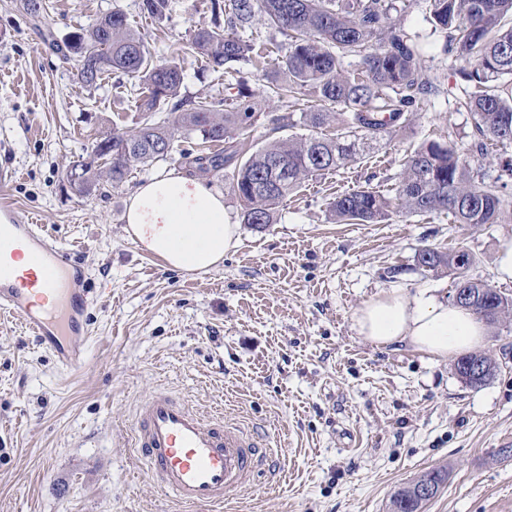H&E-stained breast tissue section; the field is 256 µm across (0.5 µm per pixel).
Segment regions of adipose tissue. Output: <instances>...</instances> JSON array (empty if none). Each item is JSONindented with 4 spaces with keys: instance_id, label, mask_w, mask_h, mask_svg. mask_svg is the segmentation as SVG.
<instances>
[{
    "instance_id": "ef3b65f1",
    "label": "adipose tissue",
    "mask_w": 512,
    "mask_h": 512,
    "mask_svg": "<svg viewBox=\"0 0 512 512\" xmlns=\"http://www.w3.org/2000/svg\"><path fill=\"white\" fill-rule=\"evenodd\" d=\"M124 219L143 250L187 272L217 268L239 239L223 195L174 170L137 186ZM354 320L358 333L373 344L405 343L440 359L478 347L485 336L484 322L471 311L432 296L410 300L397 288L365 303Z\"/></svg>"
}]
</instances>
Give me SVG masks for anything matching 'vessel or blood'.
<instances>
[{
	"label": "vessel or blood",
	"mask_w": 512,
	"mask_h": 512,
	"mask_svg": "<svg viewBox=\"0 0 512 512\" xmlns=\"http://www.w3.org/2000/svg\"><path fill=\"white\" fill-rule=\"evenodd\" d=\"M69 251L31 218L0 206V312L18 317L65 373L84 366L76 337L87 335L88 301ZM136 463L183 504L220 505L241 487L257 448L241 427L202 418L169 396L144 400L134 434Z\"/></svg>",
	"instance_id": "vessel-or-blood-1"
}]
</instances>
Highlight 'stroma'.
I'll return each instance as SVG.
<instances>
[{
  "instance_id": "stroma-1",
  "label": "stroma",
  "mask_w": 512,
  "mask_h": 512,
  "mask_svg": "<svg viewBox=\"0 0 512 512\" xmlns=\"http://www.w3.org/2000/svg\"><path fill=\"white\" fill-rule=\"evenodd\" d=\"M443 94L415 124L364 159L310 180L257 229L241 221L234 166L206 176L239 224L237 247L216 269L165 267L126 233L130 193L178 160L134 167L120 185L100 178L91 195L68 185L74 161L110 132L133 127L138 84L107 75L87 89L29 24L20 0H0V164L15 171L9 200L70 249L90 293L83 373L65 375L15 318L0 316V512H390L402 487L432 469L448 479L424 512H512V313L489 326L480 351L497 371L466 384L455 359L406 344L376 347L355 313L390 288L407 298L450 299L454 281L418 266L425 246L465 249L470 277L512 297L498 259L512 219L470 227L447 214L392 215L337 224L338 193L370 187L390 195L407 150L436 140L470 152L477 133L457 110L459 78L442 50L425 0H404ZM56 36L121 8L154 56L175 58L181 92L223 88L222 74L193 54L198 28L223 22L211 0H172L168 19L145 17L140 0H46ZM254 145L304 134L277 127L285 106L252 81ZM163 393L208 418L251 429L263 465L219 510L176 504L136 469L133 426L142 401Z\"/></svg>"
}]
</instances>
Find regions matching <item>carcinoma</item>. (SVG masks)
<instances>
[{
  "label": "carcinoma",
  "instance_id": "cac0c4a2",
  "mask_svg": "<svg viewBox=\"0 0 512 512\" xmlns=\"http://www.w3.org/2000/svg\"><path fill=\"white\" fill-rule=\"evenodd\" d=\"M435 26L445 33L443 52L463 82L457 110L472 116L481 141L512 142V0H427ZM224 11V25L200 28L191 50L213 71L228 76L224 91L182 97V71L173 60L155 57L143 37L132 29L127 14L114 8L92 26L58 39L43 34L49 50L65 62H77V80L85 88L100 84L104 75L126 76L141 85L140 120L122 133H110L94 147L106 157V176L124 182L137 165H150L179 153L181 162L209 173L238 163L232 190L240 202L244 224L275 223L277 208L307 179L355 163L387 137L411 127L421 104L441 93V82L423 63V48L415 36L393 19L392 0H212ZM141 12L158 21L170 12V0H141ZM31 25L41 29L43 0H23ZM262 21L288 40V53L262 67L288 80L270 87L278 100H299L309 91L318 105L300 113L305 135L274 141L246 153L256 101L239 65L265 55L240 29ZM172 103L171 116H156L160 104ZM196 133L215 146L199 154L178 150L179 134ZM76 167L85 179L79 193L88 194L101 176L93 162ZM512 179V167L502 168L491 182L474 170L471 160L447 143L430 141L408 154L394 196L370 188L346 190L330 202L333 219L343 224H375L391 212L427 215L446 213L455 224L477 227L496 224L505 213L499 190ZM457 252L427 246L417 264L434 272L448 271L456 287L481 288L491 312L482 316L495 324L512 309L487 284L469 277L456 262ZM447 473L433 469L391 501L392 512H420L423 502L413 488L422 482L441 487Z\"/></svg>",
  "mask_w": 512,
  "mask_h": 512
}]
</instances>
